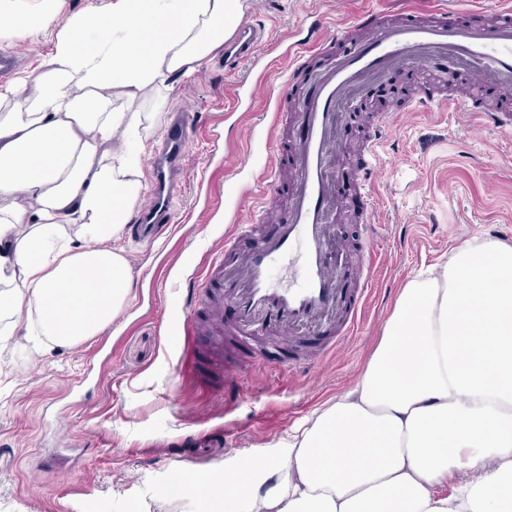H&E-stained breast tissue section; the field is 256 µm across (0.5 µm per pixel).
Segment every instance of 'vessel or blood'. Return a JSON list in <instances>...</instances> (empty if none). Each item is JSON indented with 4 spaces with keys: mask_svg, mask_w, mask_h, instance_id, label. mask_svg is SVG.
Masks as SVG:
<instances>
[{
    "mask_svg": "<svg viewBox=\"0 0 512 512\" xmlns=\"http://www.w3.org/2000/svg\"><path fill=\"white\" fill-rule=\"evenodd\" d=\"M261 28L253 19L241 21L225 42V72L254 63ZM288 76L274 95L272 121L266 139L269 159L256 180L259 195L247 223L228 213L234 233L205 268L193 290L190 307L206 311L205 328L210 334L209 358L216 368L224 366V339L235 337L238 345L255 340L292 342L309 327L322 336L323 352H335L356 331L363 302H343L337 278L354 268L361 293H368L377 267L374 225L375 204L371 176L381 154V131L392 115L380 113L363 142L367 165L357 176L367 243L358 252L331 246V216L336 210L335 135L341 104L373 77L386 74L400 63H415L435 74L454 78L464 70L476 89L486 80L512 89V10L477 12L461 17L454 9L366 11L344 29L342 35L321 37L314 26H298L286 38ZM413 102L463 113L482 127L512 131V113L484 109L477 96L450 97L439 85L415 89ZM174 139L163 143L164 162L157 170L148 203L138 210L136 222L146 233L171 222L173 201L182 193V181L173 172L169 158L180 152L194 126L193 114L175 113L171 119ZM287 183L285 223L263 231L259 224L277 201L280 183ZM256 233V244L240 252L235 233ZM287 266L288 280L274 284L271 272ZM232 304L236 319L224 322V306Z\"/></svg>",
    "mask_w": 512,
    "mask_h": 512,
    "instance_id": "b4317fda",
    "label": "vessel or blood"
}]
</instances>
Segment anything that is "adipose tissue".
I'll list each match as a JSON object with an SVG mask.
<instances>
[{"mask_svg": "<svg viewBox=\"0 0 512 512\" xmlns=\"http://www.w3.org/2000/svg\"><path fill=\"white\" fill-rule=\"evenodd\" d=\"M61 9L0 0L12 36L61 26L36 71L0 88V316L72 346L130 291L112 243L144 189L137 102L222 53L245 2ZM182 497L205 512H512V245L473 238L411 279L348 391Z\"/></svg>", "mask_w": 512, "mask_h": 512, "instance_id": "ef3b65f1", "label": "adipose tissue"}]
</instances>
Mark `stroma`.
<instances>
[{"label":"stroma","mask_w":512,"mask_h":512,"mask_svg":"<svg viewBox=\"0 0 512 512\" xmlns=\"http://www.w3.org/2000/svg\"><path fill=\"white\" fill-rule=\"evenodd\" d=\"M402 0H247L245 14L265 30L261 64L278 86L289 61L279 44L307 13H328L336 28L365 8L396 10ZM213 57L193 77L148 94L141 159L144 184L158 165L155 148L175 112L199 122L182 156L187 180L169 239L135 240L127 224L116 248L127 258L133 288L122 311L100 335L75 346L0 334V512H190L178 495L158 498L171 477L221 472L226 460L260 453L305 418L347 391L370 360L405 284L419 270L446 259L472 238L512 244V134L467 133L458 112L414 107L383 134V168L375 180L379 270L358 329L336 353L291 372L256 378L240 355L227 360L237 378L206 373L196 361L204 337L174 330L172 318L189 297L194 277L210 261L229 226L224 207L240 181L263 164L266 143L247 140L242 123H260L267 92L233 104L228 87L251 81L250 66L225 73ZM428 70L404 65L367 85L353 106H395L385 89L404 98L432 80ZM369 120L341 114L336 171L341 203L338 240L352 249L364 241L353 221L360 200L349 180L362 160Z\"/></svg>","instance_id":"1"}]
</instances>
